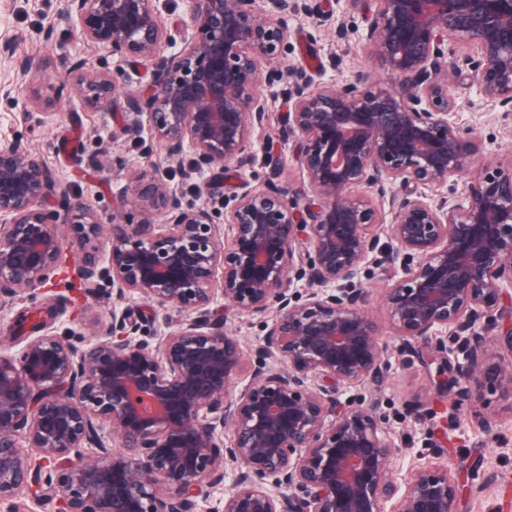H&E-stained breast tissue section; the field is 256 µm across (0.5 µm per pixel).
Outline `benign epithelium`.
Masks as SVG:
<instances>
[{
  "label": "benign epithelium",
  "instance_id": "obj_1",
  "mask_svg": "<svg viewBox=\"0 0 512 512\" xmlns=\"http://www.w3.org/2000/svg\"><path fill=\"white\" fill-rule=\"evenodd\" d=\"M347 2L364 10L367 43L395 87L363 72L338 87L262 67L282 53L288 15L317 14L315 0H189L192 36L129 96L119 128L145 156L160 148L188 159L181 177L194 183L251 165L266 121L260 90L277 88L309 196L275 183L246 190L224 198L218 224L156 174L133 176L110 214L65 196L50 206L45 163L22 138L0 143V307L21 295L42 314L17 353H0V502L28 491L50 512H193L204 487L230 475L223 512H384L387 501L394 512H457L464 484L448 470L416 467L403 488L393 477L399 448L376 401L387 366L362 278L369 262L397 272L384 288L391 328L460 400H473L485 374L488 323L505 320L512 352L502 306L512 171L471 175L460 200L419 192L468 172L478 154L448 120L463 70L512 112V0ZM64 14L105 57L149 59L168 36L156 0H64ZM450 42L475 45L477 58L448 56ZM77 88L97 108L117 92L104 67L78 73ZM129 203L139 211L131 223ZM67 240L84 288L104 276L112 284V311L90 322L106 332L85 344L53 330L55 311L37 303ZM295 282L300 298L289 294ZM135 293L185 319L140 338L120 307ZM219 297L272 313L249 360L216 315ZM450 344L462 345L464 363L448 357ZM345 388L359 393L344 399ZM80 448L98 456L85 461Z\"/></svg>",
  "mask_w": 512,
  "mask_h": 512
}]
</instances>
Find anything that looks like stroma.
<instances>
[{"label": "stroma", "instance_id": "1", "mask_svg": "<svg viewBox=\"0 0 512 512\" xmlns=\"http://www.w3.org/2000/svg\"><path fill=\"white\" fill-rule=\"evenodd\" d=\"M322 8L329 16L323 26L303 14L289 16L288 43L280 67H302L314 81L333 80L340 86L361 72L373 80L386 81V73L371 57L362 13L350 10L345 0H324ZM159 11L171 36L150 60L111 57L103 61L78 39L63 13L62 0H0V43L13 41L16 58L34 61L33 69L22 75L13 60L0 57V86L12 90L11 96L0 95V140L17 133L27 135L33 151L54 172L57 191L72 201L111 211L136 173H159L172 185L180 183L178 162L160 152L143 157L133 142L120 136L118 126L127 96L144 87L153 70L178 52L184 41L186 0H159ZM49 26L54 29L53 39L39 40L38 29ZM341 27L350 31L348 42L336 39ZM332 55L337 64L331 68L327 62ZM79 62L89 71L107 65L119 88L111 108L94 109L84 104L73 81V67ZM452 92L454 107L448 118L477 138L480 152L476 167L512 169V136L507 133L512 116H504L498 106L484 98L469 76H462ZM265 98L267 119L256 135L255 149L274 148L280 159V176L272 177L270 168L259 161L240 170L210 173L198 178L195 186L185 188L186 201L202 204L214 193L228 195L245 184L260 188L272 178L297 194L307 193V180L296 161L297 146L281 138L288 103L277 93H266ZM94 157L107 162L105 171L90 166ZM363 283L366 309L378 323L387 346L388 377L378 401L400 447L392 464L394 472L402 476L414 465L443 466L458 459H480L484 472L494 480L483 491H464L457 512H512V395L503 385L490 383L479 399L455 407L454 394L438 389L434 374L414 363L393 337L383 301L381 271L367 269ZM44 295L58 308L56 329L78 343L93 338L87 326L89 318L106 316L112 309V286L106 279L92 294L55 285L45 289ZM484 417L495 422L496 436L483 429L480 420Z\"/></svg>", "mask_w": 512, "mask_h": 512}]
</instances>
